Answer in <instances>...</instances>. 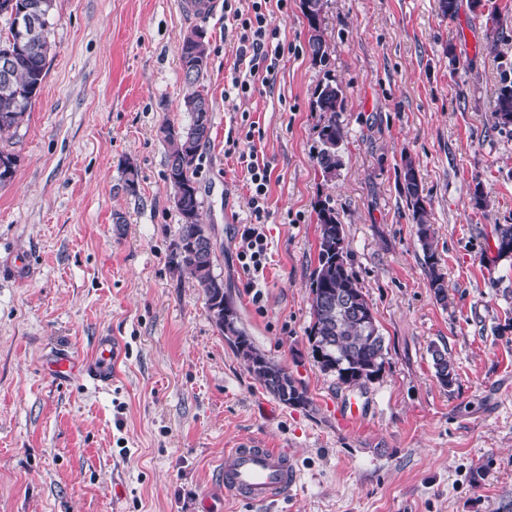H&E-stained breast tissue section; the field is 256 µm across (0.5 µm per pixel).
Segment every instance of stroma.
Returning <instances> with one entry per match:
<instances>
[{"label": "stroma", "instance_id": "1", "mask_svg": "<svg viewBox=\"0 0 512 512\" xmlns=\"http://www.w3.org/2000/svg\"><path fill=\"white\" fill-rule=\"evenodd\" d=\"M489 3L506 19L493 35L469 0L452 19L438 0H328L321 67L301 0H288L269 17L285 45L273 93L233 102L224 18L200 22L212 127L196 181L213 270L255 346L305 391L308 405L294 407L254 377L202 291L169 264L179 216L157 131L190 121L179 48L191 24L178 0H54L41 91L0 136L19 158L0 186V512H252L224 491V451L245 437L287 449L297 472L265 512H499L512 501V256L494 236L512 224V130L491 116L500 64L512 60V0ZM329 78L346 110L343 166L327 180L310 99ZM245 115L272 169L255 277L240 259L247 173L224 153ZM406 158L444 304L398 188ZM129 163L134 195L122 189ZM325 198L387 347L379 374L356 386L322 371L308 339ZM102 336L123 347L109 386L48 376L55 356L92 361ZM436 348L451 386L435 376ZM352 400L363 419L346 427L339 413Z\"/></svg>", "mask_w": 512, "mask_h": 512}]
</instances>
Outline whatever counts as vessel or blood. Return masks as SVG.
<instances>
[{
    "label": "vessel or blood",
    "mask_w": 512,
    "mask_h": 512,
    "mask_svg": "<svg viewBox=\"0 0 512 512\" xmlns=\"http://www.w3.org/2000/svg\"><path fill=\"white\" fill-rule=\"evenodd\" d=\"M218 6L219 0H179L181 13L191 19L213 16ZM120 351L116 339L99 338L89 370L101 385L111 383ZM296 479L287 449L265 448L242 440L224 452V489L250 505L261 506L282 498Z\"/></svg>",
    "instance_id": "1"
}]
</instances>
